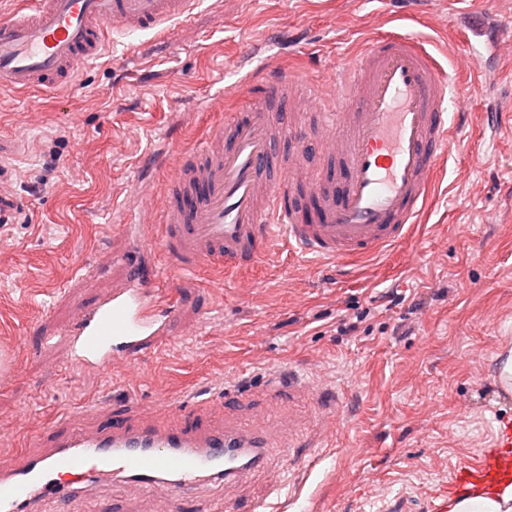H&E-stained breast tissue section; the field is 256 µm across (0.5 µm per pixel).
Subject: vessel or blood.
Listing matches in <instances>:
<instances>
[{"label":"vessel or blood","instance_id":"obj_1","mask_svg":"<svg viewBox=\"0 0 512 512\" xmlns=\"http://www.w3.org/2000/svg\"><path fill=\"white\" fill-rule=\"evenodd\" d=\"M196 0H22L0 20V85L18 92L70 85L78 66L96 62L110 31L135 33L187 17ZM340 112L317 111L328 149L320 174L297 194L307 164L305 126L283 120L278 100L299 84L263 59L231 87L239 105L198 148L179 157L181 177L150 236L175 271L242 272L278 237L302 254L348 268L381 257L412 237L442 166L462 149L467 100L455 95L423 40L398 33L370 38L337 61ZM297 149L286 153V143ZM125 280L80 313L67 329V364L100 371L167 335L177 314L172 296L143 279L128 257ZM181 420L164 428L130 426L96 405L89 431L52 427L47 448L0 468V512H27L51 500L57 512L89 478L122 475L146 492L175 491L168 512H184V491L222 477L239 481L263 467L267 437L234 426L208 427L176 403ZM512 480V426L492 449L458 468L449 493H480Z\"/></svg>","mask_w":512,"mask_h":512}]
</instances>
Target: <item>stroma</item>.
Masks as SVG:
<instances>
[{
    "label": "stroma",
    "mask_w": 512,
    "mask_h": 512,
    "mask_svg": "<svg viewBox=\"0 0 512 512\" xmlns=\"http://www.w3.org/2000/svg\"><path fill=\"white\" fill-rule=\"evenodd\" d=\"M480 23L512 37V0H199L165 32L111 33L69 89L0 86V191L21 209L0 228V467L56 419L93 428L92 405L145 421L156 402L199 390L220 409L229 388L252 400L242 427L292 423L319 456L291 479L287 447L270 448L245 480L195 491L214 512L240 501L257 512H434L454 470L512 424L500 376L512 350V132L479 140L487 113L512 115V60L486 51ZM386 32L426 40L450 73L475 60L459 89L473 142L449 160L412 240L344 279L280 242L249 277L177 273L144 249L124 218H157L177 172L154 168L156 149L200 145L236 109L225 90L251 50L313 86L361 34ZM124 254L173 289L171 336L101 371L65 370V327L111 289ZM291 380L317 386L322 405L273 395ZM116 505L165 509L115 476L91 480L70 510Z\"/></svg>",
    "instance_id": "stroma-1"
}]
</instances>
